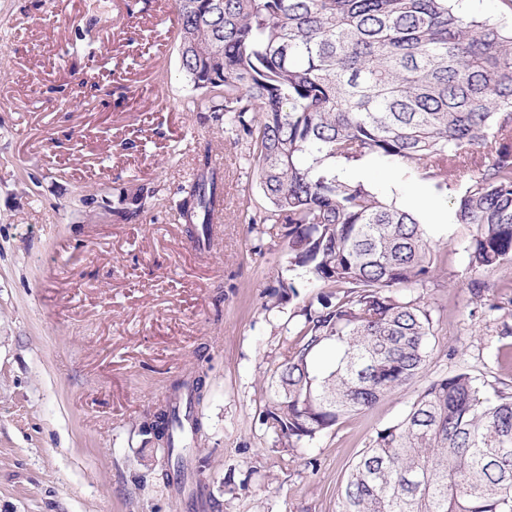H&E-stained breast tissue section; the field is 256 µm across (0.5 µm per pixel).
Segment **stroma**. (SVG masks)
Instances as JSON below:
<instances>
[{
  "label": "stroma",
  "instance_id": "35a3bbf8",
  "mask_svg": "<svg viewBox=\"0 0 512 512\" xmlns=\"http://www.w3.org/2000/svg\"><path fill=\"white\" fill-rule=\"evenodd\" d=\"M174 0H0V512H338V488L378 429L434 379L466 371L512 391L498 348L512 275L470 291L454 195L393 163L369 168L387 198L418 186L449 223L420 217L435 277L412 289L435 334L423 374L308 443L282 447L264 415L318 285L292 269L248 162L180 68ZM224 186L217 240L199 245L176 203L204 170ZM151 190L125 207L132 185ZM294 282L288 293L285 282ZM203 377L191 498L159 475L151 424L180 380Z\"/></svg>",
  "mask_w": 512,
  "mask_h": 512
}]
</instances>
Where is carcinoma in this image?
<instances>
[{"instance_id":"obj_1","label":"carcinoma","mask_w":512,"mask_h":512,"mask_svg":"<svg viewBox=\"0 0 512 512\" xmlns=\"http://www.w3.org/2000/svg\"><path fill=\"white\" fill-rule=\"evenodd\" d=\"M181 69L221 112L256 133L249 162L282 225L290 263L322 293L275 380L267 411L279 440L312 441L423 370L428 309L405 290L436 268L423 225L336 162L396 160L422 179L467 177L456 198L472 294L512 269V25L461 17L453 0H175ZM179 209L208 240L214 176L183 189ZM332 353L322 366L319 356ZM198 376L178 384L187 411L162 412L166 481L185 474L202 429ZM339 512H512V395H480L457 371L432 381L407 414L376 431L340 487Z\"/></svg>"}]
</instances>
